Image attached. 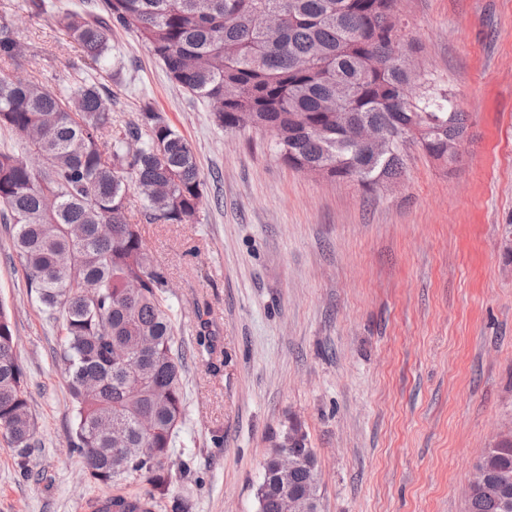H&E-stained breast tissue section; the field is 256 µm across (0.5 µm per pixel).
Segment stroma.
Instances as JSON below:
<instances>
[{
    "mask_svg": "<svg viewBox=\"0 0 512 512\" xmlns=\"http://www.w3.org/2000/svg\"><path fill=\"white\" fill-rule=\"evenodd\" d=\"M424 71L467 112L442 166L408 153L398 185L315 179L269 133L218 127L134 34L112 31L118 72L98 79L122 125L143 104L193 145L205 182L196 224H145L184 353L185 417L170 492L191 512H257L272 440L300 422L322 512H467L486 448L512 429V0H399ZM54 91L84 55L51 19L17 14ZM0 303L12 312L36 446L0 433V512H89L143 491L87 481L68 446L60 315L31 289L0 223ZM208 329L221 350L197 344Z\"/></svg>",
    "mask_w": 512,
    "mask_h": 512,
    "instance_id": "obj_1",
    "label": "stroma"
}]
</instances>
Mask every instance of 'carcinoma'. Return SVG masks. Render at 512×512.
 <instances>
[{
  "instance_id": "carcinoma-1",
  "label": "carcinoma",
  "mask_w": 512,
  "mask_h": 512,
  "mask_svg": "<svg viewBox=\"0 0 512 512\" xmlns=\"http://www.w3.org/2000/svg\"><path fill=\"white\" fill-rule=\"evenodd\" d=\"M398 0H102L0 5V63L25 59L14 15L49 17L92 67L112 63V25L133 32L170 80L207 103L217 125L272 134L281 160L369 190L404 173L413 146L433 159L467 131L451 93L401 65ZM282 17L278 41L262 32ZM376 56L381 68L369 69ZM385 128L391 148L372 155L347 143L336 113ZM427 129L421 140L405 128ZM0 221L13 225L31 287L63 317L60 358L69 379V446L87 479L145 484L112 512H158L172 483L168 463L185 414L183 356L175 348L168 279L146 250L140 224H197L204 198L190 141L146 104L121 127L112 95L88 75L65 94L40 79L0 74ZM144 198L140 218L127 196ZM0 431L24 456L34 446L28 384L12 316L0 304ZM125 445L109 451L110 435ZM274 450L257 488L258 512H279L283 492L320 479L313 449L288 474ZM468 512H512V438L476 467Z\"/></svg>"
}]
</instances>
